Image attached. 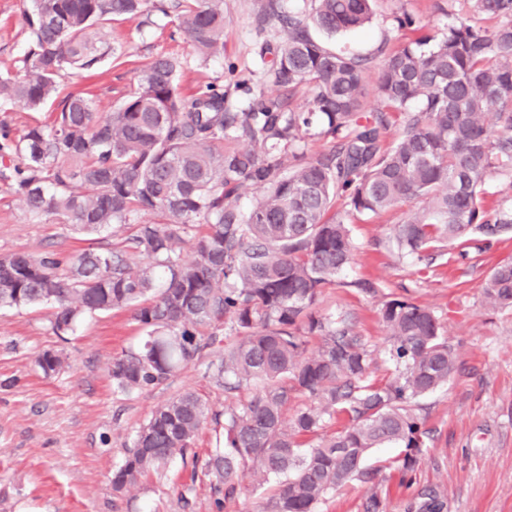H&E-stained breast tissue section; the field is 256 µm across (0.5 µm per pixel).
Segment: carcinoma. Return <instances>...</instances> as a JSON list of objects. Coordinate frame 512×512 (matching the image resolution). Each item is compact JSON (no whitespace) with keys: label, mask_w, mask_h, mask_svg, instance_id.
<instances>
[{"label":"carcinoma","mask_w":512,"mask_h":512,"mask_svg":"<svg viewBox=\"0 0 512 512\" xmlns=\"http://www.w3.org/2000/svg\"><path fill=\"white\" fill-rule=\"evenodd\" d=\"M30 2L22 74L0 76V102L32 111L58 104L50 124L0 147V175L14 178L15 193L38 218L84 233L117 224L125 236L104 252L0 256V307H49L57 336L100 313L133 311L145 336L109 364L112 387L123 394L166 385L228 323L236 336L224 344L215 386L259 384L251 399L222 410L191 388L160 402L112 472L113 492L166 477L209 421L215 448L193 454L191 483L178 492L182 512H192L198 481L209 486L214 512H228L245 469L257 488L279 480L263 512H316L336 486L373 479L365 463L374 448L405 449L401 471H411L429 435L418 400L448 383L457 354L432 309L390 299L380 316L392 372L371 379L372 352L352 324L312 311L352 259L349 227L329 212L338 197L358 214L417 203L394 225L392 241L400 254L427 262L444 241L512 232V199L490 211L481 189L488 176L512 173V0H470L475 13L497 20L492 29L447 10L441 35L384 58L374 92L403 115L390 145L387 113L364 111L370 59L333 52L309 33L312 25L328 34L363 26L372 0H311L307 15L268 0L286 32L269 78L289 92L313 86L311 112L263 97L231 112L216 85L186 95L181 60L172 55L142 67L135 90L107 113L83 93L60 99L68 71L94 70L110 53L95 26L141 13L147 0ZM152 8L175 13L201 60L224 54V0ZM314 115L333 145L309 159ZM247 189L260 195L245 213L238 199ZM484 295L491 307L512 309V260L493 269ZM36 363L50 376L66 370L68 357L47 350ZM300 397L308 403L288 415ZM338 414L348 427L322 434ZM307 436L317 444L302 447ZM444 508L431 488L419 512Z\"/></svg>","instance_id":"obj_1"}]
</instances>
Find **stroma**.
Returning a JSON list of instances; mask_svg holds the SVG:
<instances>
[{"label":"stroma","instance_id":"35a3bbf8","mask_svg":"<svg viewBox=\"0 0 512 512\" xmlns=\"http://www.w3.org/2000/svg\"><path fill=\"white\" fill-rule=\"evenodd\" d=\"M266 3L224 0V54L205 62L184 36L174 35L171 18L154 12L112 21L98 35L113 54L93 73L65 76L59 92L85 93L98 111H110L133 89L137 71L165 53L182 61L183 92L224 86L231 111L248 108L261 95L282 96L268 77L272 55L259 53L262 43L276 44L284 35L277 19L265 17ZM28 6V0H0V74L21 66L30 41L24 22ZM445 6L484 28L495 25L474 14L469 0H374L364 28L334 35L316 29L312 35L331 51L378 65L416 31L439 34L448 22L441 12ZM403 15L414 20V28L398 29L396 19ZM334 211L350 229L353 261L343 285L325 289L317 310L354 324L377 360L373 376L381 380L388 375L381 305L409 298L435 312L456 349L458 369L447 386L419 401L431 435L414 471H400L401 448L375 449L366 461L375 480L336 488L317 512H364L373 495L380 512H410V504L430 487L442 491L444 512H512V310H493L484 297L494 267L512 259V234L488 245L441 243L427 264L398 255L391 246L403 208L352 215L340 199ZM116 241L109 230L87 236L52 218L34 217L10 181L0 178V255L102 251ZM360 280L378 284V295L360 294L355 287ZM49 314L45 307H0V512H181L175 488L189 482L190 470L178 458L170 462L166 480L114 495L112 473L124 461L125 444L158 403L183 388L206 393L220 410L251 397L255 386L233 393L215 386L209 366L223 353L217 345L166 386L132 395L114 392L109 362L142 336L130 312L96 315L62 337L51 333ZM46 350L68 354L69 368L44 375L36 358Z\"/></svg>","mask_w":512,"mask_h":512}]
</instances>
